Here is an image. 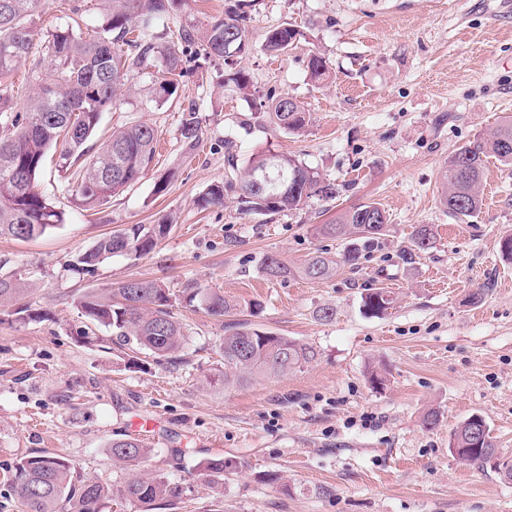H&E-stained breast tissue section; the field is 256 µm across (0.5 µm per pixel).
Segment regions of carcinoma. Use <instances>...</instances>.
I'll return each mask as SVG.
<instances>
[{
	"mask_svg": "<svg viewBox=\"0 0 512 512\" xmlns=\"http://www.w3.org/2000/svg\"><path fill=\"white\" fill-rule=\"evenodd\" d=\"M108 10L101 26L83 36L70 27L58 28L40 38L48 72L31 70V81L24 108L14 110L11 88L0 84V126L9 134L0 137V238L27 240L43 235L64 221V213L52 207L38 190L37 181L45 168L47 153L55 149V166L69 171L84 156L83 145L97 129L102 114L120 101L129 76L160 60L156 87L158 94L174 93L184 73V57L222 60L229 66L224 86L240 96H250L248 75L234 64L250 50V14L245 0H225L224 15L212 18L204 31L182 29L177 41L163 48L153 40L151 27L181 10L188 0H105ZM41 0H0V78L24 65L34 45L31 17ZM299 30L287 24L269 30L265 49L285 53L300 39ZM127 49H122V46ZM271 123L285 133H298L307 123L302 102L288 95L268 105ZM202 134V117L195 107L184 115L181 136L186 148L194 149ZM158 131L152 125L136 123L112 132L110 139L88 161L80 165L73 200L83 207H94L134 185L150 169ZM512 167V118L492 132L458 148L448 157L444 171L446 190L443 204L448 214L469 217L483 205L482 180L489 158ZM238 190L249 209L278 214L304 208L316 198L332 195L319 172L280 153H257L239 182L229 180L210 184L198 197L201 208L224 203L225 193ZM173 218L166 216L155 224H133L118 233L101 238L96 245L77 255L69 264L75 274L87 277L96 272L100 260L117 253L147 254L170 234ZM388 215L379 204L369 202L347 209L328 224H318L315 233L334 238L352 235L362 247H351L336 259L317 251L301 265L290 267L280 258L268 255L262 271L269 279L299 276L328 280L341 265L357 264L360 249H369L388 231ZM433 230L417 229L411 247L403 250L407 261L433 245ZM25 291L23 284L0 275V307L10 305ZM185 299L216 318L236 317L256 304L230 300L223 293L195 284L183 289ZM394 303L391 291L373 288L362 297L363 313L385 315ZM78 306L89 323L81 338L91 342L92 327L103 325L124 345L134 344L151 352L158 362L177 359L187 345L183 325L172 312L169 289L157 280L129 278L109 288H93L78 298ZM224 358V386L279 376L300 370L315 361L317 349L287 336L248 327L235 321L220 344ZM449 447L466 448L463 461L512 472V460L500 456L489 427L474 433V422L467 419L451 434ZM150 449L128 436L112 440V460L119 464L138 463ZM232 463L214 458L200 465L201 474L219 478ZM3 483L23 507V512H105L112 494L151 512L152 507L169 505L180 498L183 487L161 474L131 471L118 489L98 480H73L72 468L62 457L44 452L20 457L3 472Z\"/></svg>",
	"mask_w": 512,
	"mask_h": 512,
	"instance_id": "cac0c4a2",
	"label": "carcinoma"
}]
</instances>
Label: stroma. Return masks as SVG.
I'll list each match as a JSON object with an SVG mask.
<instances>
[{"mask_svg": "<svg viewBox=\"0 0 512 512\" xmlns=\"http://www.w3.org/2000/svg\"><path fill=\"white\" fill-rule=\"evenodd\" d=\"M224 0H189L154 30L164 46L179 29L206 27ZM251 51L239 60L252 95L223 90L224 64L190 63L172 96L147 97L154 66L135 72L131 93L105 112L90 143L116 128L155 126L164 156L104 205H76L70 173L47 163L39 189L64 213L62 224L26 241L0 239V275L28 285L19 302L39 310L20 321L0 309V471L41 451L67 459L75 477L120 485L112 440L152 421L143 470L185 492L160 512H512V480L489 466L458 461L453 429L482 415L501 453L512 458V264L499 242L512 234V167L489 160L483 206L458 219L443 204L448 157L512 116V5L506 0H251ZM76 17L100 25L101 0H47L33 16L39 33ZM290 24L303 33L278 57L267 31ZM329 71L315 79L311 54ZM289 95L310 122L303 135L271 125L260 104ZM203 117L195 149L181 122L189 106ZM295 157L320 173L333 198L278 215L242 212L235 194L197 208L213 181L234 178L253 154ZM167 180L159 195L155 185ZM380 203L389 231L356 267L329 280H271L265 256L295 266L309 254L343 253L347 242L316 235L341 211ZM174 227L154 251L116 254L79 278L68 265L102 237L163 215ZM435 242L403 260L416 228ZM130 277L166 284L188 343L175 362L132 355L99 327L97 343L79 335L77 305L90 288ZM258 302L251 327L313 344L319 356L284 376L225 387L220 320L188 306L187 283ZM385 287L394 304L366 316L361 296ZM330 307L331 319L319 311ZM138 366H130V357ZM386 378L369 381L372 369ZM437 411L435 426L423 424ZM234 460L210 481L197 464Z\"/></svg>", "mask_w": 512, "mask_h": 512, "instance_id": "1", "label": "stroma"}]
</instances>
